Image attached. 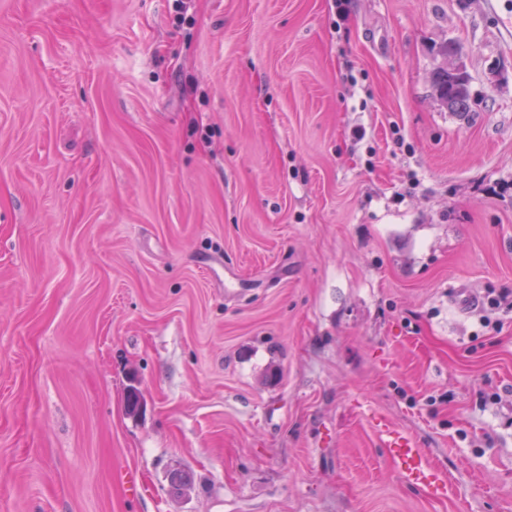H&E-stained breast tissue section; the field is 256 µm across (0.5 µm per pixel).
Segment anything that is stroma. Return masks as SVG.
<instances>
[{
  "mask_svg": "<svg viewBox=\"0 0 512 512\" xmlns=\"http://www.w3.org/2000/svg\"><path fill=\"white\" fill-rule=\"evenodd\" d=\"M184 2L0 0V512H512V0ZM455 48L457 45L453 42L440 46L438 53L445 62L434 68L431 81L437 99L449 109L462 112L469 107V76L464 65L455 58ZM448 58L456 61L448 64ZM382 440L391 448L400 475L408 484L415 486H436L437 475L432 470L422 448L405 433L386 426L380 429Z\"/></svg>",
  "mask_w": 512,
  "mask_h": 512,
  "instance_id": "1",
  "label": "stroma"
}]
</instances>
